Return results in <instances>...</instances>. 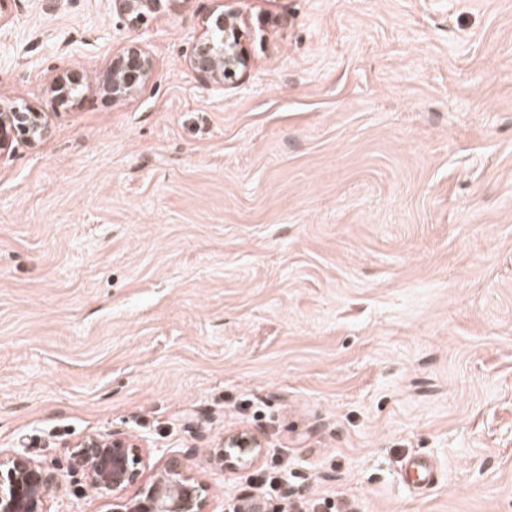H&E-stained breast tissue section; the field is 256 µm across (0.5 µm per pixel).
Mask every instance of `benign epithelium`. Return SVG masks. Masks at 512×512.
Returning a JSON list of instances; mask_svg holds the SVG:
<instances>
[{
  "mask_svg": "<svg viewBox=\"0 0 512 512\" xmlns=\"http://www.w3.org/2000/svg\"><path fill=\"white\" fill-rule=\"evenodd\" d=\"M127 35L112 53L103 93L115 105L136 98L156 77V66L144 48L141 27L149 18H160L190 0H114ZM244 18L236 9L219 5L202 22L187 63L203 85L221 92L241 77L249 57L243 44ZM82 84L70 69L50 80L55 102L74 105ZM46 114L21 99L0 100V157L15 143L39 146L50 134ZM265 443L247 429L224 435L209 451V462L223 469H238L259 461ZM68 472L80 473L106 500L107 512H202L208 487L189 471L183 457L165 454L154 458L146 442L123 433L87 434L70 444ZM58 475L19 453L0 455V512H49L50 492Z\"/></svg>",
  "mask_w": 512,
  "mask_h": 512,
  "instance_id": "7a95c632",
  "label": "benign epithelium"
}]
</instances>
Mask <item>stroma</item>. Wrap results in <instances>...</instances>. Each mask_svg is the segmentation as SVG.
Instances as JSON below:
<instances>
[{"instance_id": "stroma-1", "label": "stroma", "mask_w": 512, "mask_h": 512, "mask_svg": "<svg viewBox=\"0 0 512 512\" xmlns=\"http://www.w3.org/2000/svg\"><path fill=\"white\" fill-rule=\"evenodd\" d=\"M216 5L147 20L116 106L112 0H7L0 96L52 133L0 159V451L141 434L225 512L258 470L207 453L245 427L292 498L512 512V0H239L220 93L187 64ZM49 506L105 509L69 473ZM82 84L79 75L70 69L64 70L60 75L50 80L51 93L59 106H73L79 98ZM408 478L416 489L425 490L432 487L437 480L433 465L422 457L409 458L403 464Z\"/></svg>"}]
</instances>
